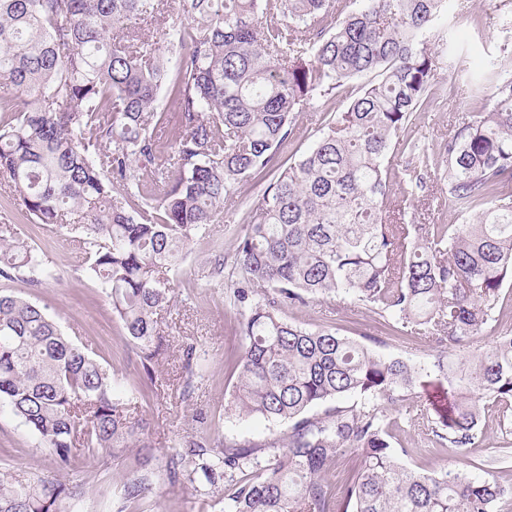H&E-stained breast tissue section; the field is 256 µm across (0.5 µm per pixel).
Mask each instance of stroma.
Returning a JSON list of instances; mask_svg holds the SVG:
<instances>
[{"label":"stroma","mask_w":512,"mask_h":512,"mask_svg":"<svg viewBox=\"0 0 512 512\" xmlns=\"http://www.w3.org/2000/svg\"><path fill=\"white\" fill-rule=\"evenodd\" d=\"M462 47L456 70L448 68V39ZM512 43V0H456L448 17L437 25L429 47L437 60L430 79L429 96L421 105L404 136L417 145L394 158L395 172L402 184L412 186L413 197L403 216L407 224L462 223V216L448 199V176L442 144L464 118L477 111L467 92L469 78L484 60L497 53L503 43ZM349 92L316 99L310 108L297 113L293 135L282 148L279 160L299 157L317 140L321 128L336 113L346 109ZM266 186L250 179L240 185L224 210L211 224L209 235L194 240L178 276L170 311L164 312L161 331L163 351L154 366L157 393L141 405L138 415L145 423V438L158 454L190 441L210 444H264L283 436L288 426L238 414L228 402L237 381L234 361L243 351L238 329L242 316L225 298L233 278L236 237L249 224ZM15 226L19 236L45 254L49 277L34 284L20 275L10 291L35 303L59 325L62 333L77 344L91 348L113 374L119 392L144 383V373L134 349L126 345L119 324L112 318L109 300L86 273L87 256L72 240L69 230L35 224L19 201L0 189V223ZM222 247L227 264L214 269V249ZM288 321L310 330L330 329L356 338L366 334L378 341L382 353L426 363L435 346L421 336L396 331L391 319L380 317L349 297L332 294L323 300L287 308ZM205 355L203 378L189 380L183 368L188 346ZM392 442L411 448L406 463L416 470L445 467L480 475H493L512 483V467L495 460L500 448L512 449V435L503 436L497 417L481 423L482 432L470 448L433 450L423 427L414 425L403 412L390 410ZM133 452L112 460L101 471L93 463L79 462L76 469L56 473L51 451L40 438L15 417L0 401V466L9 465L17 478L33 479L58 474L68 482L83 478L85 493L76 507L66 512H116V488L130 473ZM162 498L147 503L145 512H212L194 497L190 488L159 480Z\"/></svg>","instance_id":"stroma-1"}]
</instances>
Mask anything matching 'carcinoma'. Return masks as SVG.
<instances>
[{
    "label": "carcinoma",
    "mask_w": 512,
    "mask_h": 512,
    "mask_svg": "<svg viewBox=\"0 0 512 512\" xmlns=\"http://www.w3.org/2000/svg\"><path fill=\"white\" fill-rule=\"evenodd\" d=\"M0 0V173L38 224L68 227L88 276L112 306L148 383L129 397L93 351L43 309L0 290V400L52 449L59 471L89 455L136 447L117 512H143L156 484L153 449L133 416L153 390L158 316L170 273L206 236L238 185L269 183L238 238L233 302L244 308L231 406L288 422L257 445L190 441L165 454L172 483L220 512H504L512 486L445 467L417 471L392 444L400 406L438 448L475 445L488 413L512 433V335L470 351L512 280V68L493 59L471 86L492 107L444 143L448 196L472 224L395 223L391 150L421 106L435 67L429 34L447 0ZM345 11L335 30L324 14ZM155 35H140L142 24ZM347 109L288 165L274 160L294 116L364 75ZM174 101L159 110V95ZM49 275L44 254L0 224V278ZM332 293L390 317L437 345L426 364L389 356L331 330L288 321L285 308ZM447 382L419 408L423 377ZM359 466L336 499L330 471ZM81 482L16 484L0 468V512H62Z\"/></svg>",
    "instance_id": "cac0c4a2"
}]
</instances>
